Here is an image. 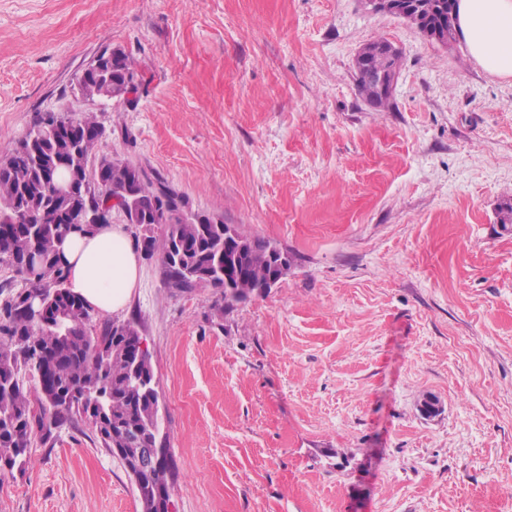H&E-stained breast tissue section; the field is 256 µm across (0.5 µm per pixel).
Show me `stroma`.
I'll return each instance as SVG.
<instances>
[{"mask_svg":"<svg viewBox=\"0 0 512 512\" xmlns=\"http://www.w3.org/2000/svg\"><path fill=\"white\" fill-rule=\"evenodd\" d=\"M380 37L387 111L353 69ZM112 49L133 102L78 90ZM87 111L103 153L291 259L228 308L139 258L116 318L151 353L173 512H512V77L364 0H0V158ZM31 448L0 512H141L88 424ZM401 59V55H394L393 57L373 56L370 60V67L368 69H360L355 71V82L358 94L368 104L376 109H388L392 105V99L388 96H380L375 90L373 76L379 72L384 71L387 73H396V62ZM376 86L382 94H387L393 91L397 75L389 78L383 73L374 76Z\"/></svg>","mask_w":512,"mask_h":512,"instance_id":"1","label":"stroma"}]
</instances>
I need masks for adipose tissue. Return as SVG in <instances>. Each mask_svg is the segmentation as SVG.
I'll return each mask as SVG.
<instances>
[{
  "label": "adipose tissue",
  "instance_id": "obj_1",
  "mask_svg": "<svg viewBox=\"0 0 512 512\" xmlns=\"http://www.w3.org/2000/svg\"><path fill=\"white\" fill-rule=\"evenodd\" d=\"M459 31L476 63L490 74L512 76V0H459ZM69 290L96 313L122 311L140 268L123 225L102 224L69 235L59 247Z\"/></svg>",
  "mask_w": 512,
  "mask_h": 512
}]
</instances>
